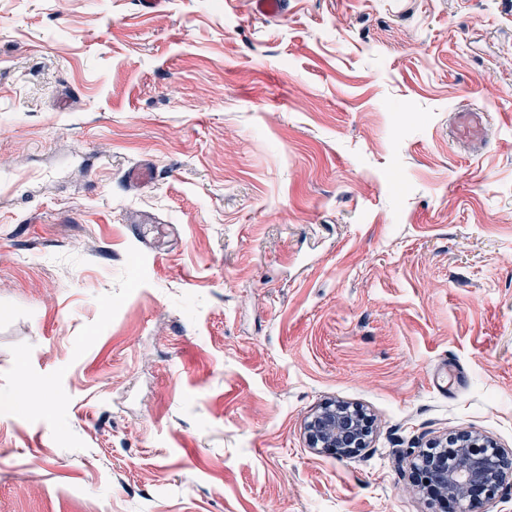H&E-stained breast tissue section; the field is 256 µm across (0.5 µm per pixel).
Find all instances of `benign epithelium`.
I'll return each mask as SVG.
<instances>
[{
	"label": "benign epithelium",
	"instance_id": "7a95c632",
	"mask_svg": "<svg viewBox=\"0 0 512 512\" xmlns=\"http://www.w3.org/2000/svg\"><path fill=\"white\" fill-rule=\"evenodd\" d=\"M370 421L357 406L328 402L307 424L309 447L353 457L367 447ZM419 490L438 504L455 503L456 512H480L482 498L512 486V451L472 432L419 451L414 463Z\"/></svg>",
	"mask_w": 512,
	"mask_h": 512
}]
</instances>
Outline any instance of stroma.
<instances>
[{"label":"stroma","instance_id":"obj_1","mask_svg":"<svg viewBox=\"0 0 512 512\" xmlns=\"http://www.w3.org/2000/svg\"><path fill=\"white\" fill-rule=\"evenodd\" d=\"M462 431L512 450V0H0V512H440ZM310 448L344 457L356 456L367 447L370 421L357 406L328 402L314 413L307 424Z\"/></svg>","mask_w":512,"mask_h":512}]
</instances>
